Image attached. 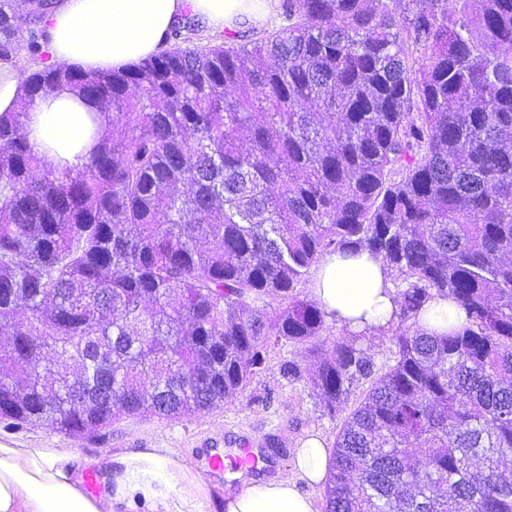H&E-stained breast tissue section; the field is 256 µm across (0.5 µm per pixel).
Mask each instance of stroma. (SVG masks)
I'll return each instance as SVG.
<instances>
[{
  "instance_id": "stroma-1",
  "label": "stroma",
  "mask_w": 512,
  "mask_h": 512,
  "mask_svg": "<svg viewBox=\"0 0 512 512\" xmlns=\"http://www.w3.org/2000/svg\"><path fill=\"white\" fill-rule=\"evenodd\" d=\"M299 365L300 377L283 376L284 362ZM313 363L306 351L286 344L271 353L267 369L232 403L179 420L127 416L96 431L60 433L47 427L18 425L0 420V443L23 448H67L78 457L82 470L92 472L98 489H105L113 456L141 448H167L200 474L206 494L199 512H224L226 499L248 481L237 473L228 479L211 476L206 457L246 444L270 456L272 464L260 478L292 474L294 448L311 434L333 445L344 413L327 414L311 389Z\"/></svg>"
}]
</instances>
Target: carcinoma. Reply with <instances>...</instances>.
Instances as JSON below:
<instances>
[{"label": "carcinoma", "instance_id": "cac0c4a2", "mask_svg": "<svg viewBox=\"0 0 512 512\" xmlns=\"http://www.w3.org/2000/svg\"><path fill=\"white\" fill-rule=\"evenodd\" d=\"M280 0L283 24L126 70L22 74L107 129L78 169L0 113V419L85 432L244 393L283 343L336 435L324 512H512V0ZM50 0H0V60L43 53ZM402 281L331 349L297 292L332 252ZM442 297L464 322L419 326ZM277 310H268L270 300ZM390 335L393 366L374 370ZM396 346L391 336H380L374 341L369 352L375 365V370L384 371L388 366L394 364Z\"/></svg>", "mask_w": 512, "mask_h": 512}]
</instances>
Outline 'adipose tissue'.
<instances>
[{
  "mask_svg": "<svg viewBox=\"0 0 512 512\" xmlns=\"http://www.w3.org/2000/svg\"><path fill=\"white\" fill-rule=\"evenodd\" d=\"M263 0H58L47 16L52 64L85 71L119 70L158 52L184 14L206 25L236 28L265 22ZM106 125L88 103L62 92L35 100L27 116L35 154L59 168L80 167ZM315 300L353 330L385 324L395 290L380 260L368 253L325 255L318 266ZM328 450L309 435L293 455L292 476L249 484L226 500L224 512H317L300 483L321 484ZM78 458L65 448L0 444V512H116L143 503L152 512H198L204 483L166 448H142L113 458L111 482L101 497L85 494Z\"/></svg>",
  "mask_w": 512,
  "mask_h": 512,
  "instance_id": "ef3b65f1",
  "label": "adipose tissue"
}]
</instances>
